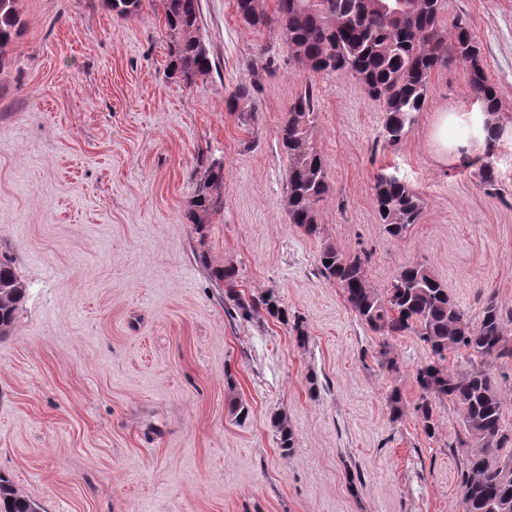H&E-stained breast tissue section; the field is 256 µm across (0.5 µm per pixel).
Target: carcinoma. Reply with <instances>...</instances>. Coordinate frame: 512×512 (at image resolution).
Instances as JSON below:
<instances>
[{
	"instance_id": "1",
	"label": "carcinoma",
	"mask_w": 512,
	"mask_h": 512,
	"mask_svg": "<svg viewBox=\"0 0 512 512\" xmlns=\"http://www.w3.org/2000/svg\"><path fill=\"white\" fill-rule=\"evenodd\" d=\"M18 0H0V70L6 66L7 47L20 34ZM122 18L139 14L143 0H108ZM167 28V69L187 88L212 70L209 48L201 36L200 0H161ZM239 18L248 26L277 34L289 54L315 73L347 71L355 76L367 96L382 102L386 112L384 137L399 142L422 111L432 74L453 63L467 67L471 96L482 111L496 115L500 102L479 57L468 21L459 18L454 31L441 25L443 0H419L408 16L388 14L375 0H235ZM257 85L242 82L226 98L227 111L242 124L256 121ZM316 119V94L308 84L291 101L288 116L278 129V142L288 158L286 197L290 223L308 235L320 233L318 206L328 194L325 159L312 138ZM496 143L484 150L479 177L495 188L493 163ZM374 200L380 223L396 238L416 224L421 199L397 172L377 174ZM224 210V163L209 161L194 178L186 201L187 220L204 229ZM369 257L346 252L327 242L318 261L319 274L342 288L351 310L372 332L382 337L376 350L379 366L397 372L401 360L388 338L414 335L430 350L432 359L417 365L414 378L420 392L414 413L424 431L435 433V407L450 402L461 413L458 443L472 447L462 462L460 501L463 512H512V428L491 367L512 362V307L486 298L479 319L471 321L437 277L424 265L401 267L383 293L367 276ZM216 281L227 285L226 297L244 318L264 310L270 317L288 321V311L273 290L242 298L235 288L237 269L229 264L211 269ZM26 285L11 263L0 261V336L10 332ZM464 355V367L450 369L448 352ZM390 417L402 419L406 405L401 391L388 395ZM279 447L285 454L295 448L288 417H271ZM0 512H38L34 502L17 494L8 478L0 475Z\"/></svg>"
}]
</instances>
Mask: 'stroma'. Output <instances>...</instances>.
Listing matches in <instances>:
<instances>
[{
  "label": "stroma",
  "mask_w": 512,
  "mask_h": 512,
  "mask_svg": "<svg viewBox=\"0 0 512 512\" xmlns=\"http://www.w3.org/2000/svg\"><path fill=\"white\" fill-rule=\"evenodd\" d=\"M17 9L0 72V260L26 295L0 337V474L40 512H462L460 412L437 405L430 436L412 411L427 346L391 338L401 370H382L379 337L317 266L332 242L369 254L378 291L419 263L470 319L490 295L512 306V0H447L441 13L448 28L467 17L501 101L492 190L430 140L438 113L476 109L464 65L433 75L390 144L381 105L351 74L307 71L234 0H201L212 71L190 88L167 75L158 0L128 19L107 0ZM250 80L259 112L243 125L224 99ZM309 83L330 185L316 237L288 221L277 139ZM204 156L224 164V209L201 235L184 207ZM382 171L423 200L400 240L375 210ZM228 264L243 297L275 290L303 318L305 347L265 312H225L209 271ZM395 387L408 407L396 422ZM277 412L296 438L289 455ZM272 427L278 437L279 447L284 454H291L295 448V436L289 426L286 414L279 413L271 417Z\"/></svg>",
  "instance_id": "stroma-1"
}]
</instances>
